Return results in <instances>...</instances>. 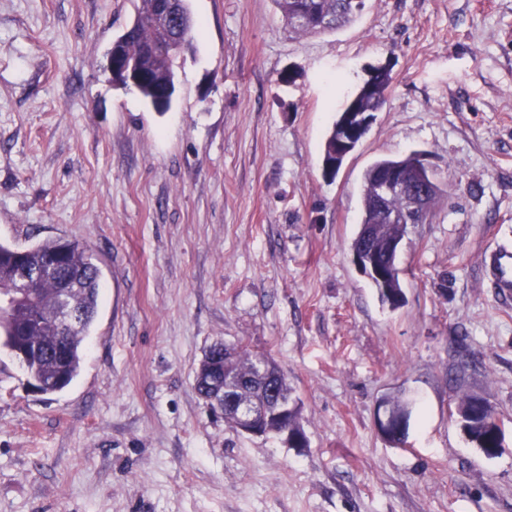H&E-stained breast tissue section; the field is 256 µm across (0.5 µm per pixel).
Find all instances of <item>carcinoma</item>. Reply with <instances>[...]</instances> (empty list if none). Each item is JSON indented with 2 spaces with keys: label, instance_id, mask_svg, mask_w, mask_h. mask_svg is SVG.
<instances>
[{
  "label": "carcinoma",
  "instance_id": "cac0c4a2",
  "mask_svg": "<svg viewBox=\"0 0 512 512\" xmlns=\"http://www.w3.org/2000/svg\"><path fill=\"white\" fill-rule=\"evenodd\" d=\"M288 25L299 34L336 31L351 22L362 12L365 0H274ZM155 0H141L135 17V33L121 45V54L127 64L144 72L142 80L134 87L152 107L159 112L171 106L175 92L174 68L176 58H146L143 46L165 42L169 29L153 19ZM389 74L378 70L369 94L359 97L355 107L360 112H377L385 102ZM343 135V115H338L325 142L323 161L333 160L336 142ZM424 167L422 154L412 152L400 158H381L365 170L361 189V223L368 224L374 218L376 187L382 173L403 168L418 172ZM54 260L57 272L45 276L31 287L34 301L17 302L8 308L0 307V338L9 337L14 345L36 348L28 367L49 389L60 381L70 384L79 374L84 356V343L97 313L100 294L99 268L93 256L76 241L47 239L18 257L14 248L0 244V292H9L15 283L19 267H41ZM69 281V302L80 311L83 319L76 329H62L56 321V312L62 303L61 281ZM369 281L378 292L382 303L397 308L404 301L400 278L392 275L384 281L370 277ZM244 378L258 375L264 370L277 375L285 392H290L286 377L275 359L263 352H251L242 347L236 352L233 367ZM478 396L466 394L458 402L457 415L470 442L483 455H492L499 447L498 434L474 418Z\"/></svg>",
  "mask_w": 512,
  "mask_h": 512
}]
</instances>
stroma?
Returning a JSON list of instances; mask_svg holds the SVG:
<instances>
[{
  "label": "stroma",
  "instance_id": "1",
  "mask_svg": "<svg viewBox=\"0 0 512 512\" xmlns=\"http://www.w3.org/2000/svg\"><path fill=\"white\" fill-rule=\"evenodd\" d=\"M156 112L105 70L140 0H0V243L75 240L100 270L78 376L39 395L0 348V512H512V0H366L300 35L274 0H189ZM387 101L335 179L327 135L370 68ZM293 72L294 84L281 82ZM425 153L447 194L382 305L352 260L364 170ZM271 352L305 447L225 425L214 342ZM391 394L404 445L378 432ZM494 408L485 457L456 407ZM491 265L500 288H505L508 292L512 288V253L503 250L496 253L491 260Z\"/></svg>",
  "mask_w": 512,
  "mask_h": 512
}]
</instances>
